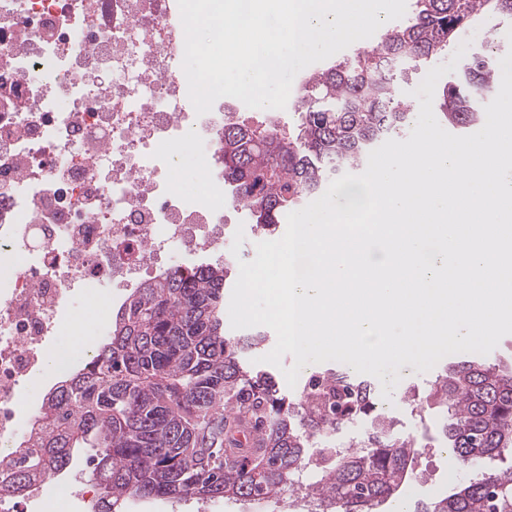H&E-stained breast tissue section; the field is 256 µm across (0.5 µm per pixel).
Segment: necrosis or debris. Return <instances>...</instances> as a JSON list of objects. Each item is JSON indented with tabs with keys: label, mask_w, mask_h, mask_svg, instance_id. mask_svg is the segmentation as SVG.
<instances>
[{
	"label": "necrosis or debris",
	"mask_w": 512,
	"mask_h": 512,
	"mask_svg": "<svg viewBox=\"0 0 512 512\" xmlns=\"http://www.w3.org/2000/svg\"><path fill=\"white\" fill-rule=\"evenodd\" d=\"M171 0H0V446L37 426L23 398L75 294L102 300L224 237L209 166L193 196L167 147L197 114Z\"/></svg>",
	"instance_id": "4bbe7bcc"
}]
</instances>
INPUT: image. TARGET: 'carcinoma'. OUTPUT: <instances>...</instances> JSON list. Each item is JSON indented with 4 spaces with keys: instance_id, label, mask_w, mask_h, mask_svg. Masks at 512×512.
Wrapping results in <instances>:
<instances>
[{
    "instance_id": "1",
    "label": "carcinoma",
    "mask_w": 512,
    "mask_h": 512,
    "mask_svg": "<svg viewBox=\"0 0 512 512\" xmlns=\"http://www.w3.org/2000/svg\"><path fill=\"white\" fill-rule=\"evenodd\" d=\"M489 10L512 19V0H415L406 21L309 77L293 106L292 133L224 116L213 159L232 200L271 232L289 208L366 165L380 140L410 122L402 85ZM497 69L485 47L475 48L443 86L439 111L461 128L477 123L498 90ZM229 275L227 263L191 264L135 289L92 358L42 403L25 455L0 458L9 486L25 491L84 459L100 490L91 512H122L128 495L269 501L309 466L321 473L305 489L317 512H376L396 495L421 448L374 414L366 380L326 369L290 401L271 373L247 368L245 354L264 336H224ZM417 406L438 415L459 466L512 456L511 371L464 355ZM360 415L371 417L361 438L329 442ZM415 512H512V465Z\"/></svg>"
}]
</instances>
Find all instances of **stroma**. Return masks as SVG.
<instances>
[{"instance_id":"1","label":"stroma","mask_w":512,"mask_h":512,"mask_svg":"<svg viewBox=\"0 0 512 512\" xmlns=\"http://www.w3.org/2000/svg\"><path fill=\"white\" fill-rule=\"evenodd\" d=\"M233 112L252 124H259L268 119H276L278 125L291 127L294 114L291 109L266 111L245 106L233 97L215 101L211 110L198 121L195 129L198 140L206 141L211 131L219 126L225 113ZM243 230L245 239L239 256L249 261L256 255V245L262 242V235L255 229L248 211L234 204H227L224 209V239L207 253L201 254V261L220 264L225 254L230 253L236 230ZM107 330L100 313L90 310L81 297H73L72 309L64 317L60 331L52 336L50 350L54 353L71 354L77 359H85L88 351L94 350L102 342ZM443 364H436L425 373L417 372L412 365L400 367L398 373H385V380H396L397 385L390 392L389 401L383 402L385 415L394 422V427L401 435L412 436L424 451L414 462V475L405 483L395 498L384 502L380 512H395L396 508H405L413 512L414 506L448 493L458 484L476 477L478 470L489 469L491 460H483L479 469H463L449 457L442 445L439 422L436 415L416 410L409 403L412 394L428 393L432 382L443 371ZM290 491H282L274 500L257 502L248 499H223L216 501L189 500L178 504L164 501L129 498L125 512H292Z\"/></svg>"}]
</instances>
